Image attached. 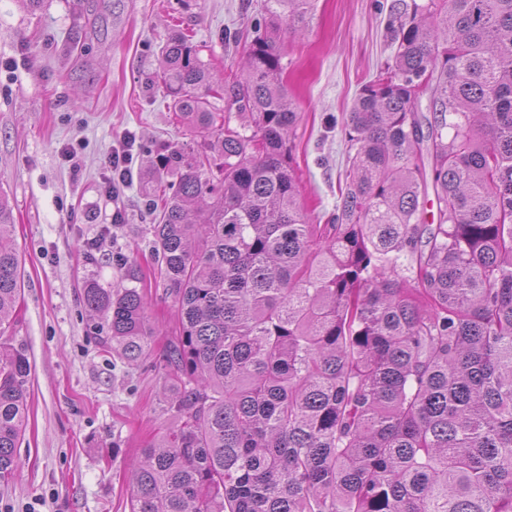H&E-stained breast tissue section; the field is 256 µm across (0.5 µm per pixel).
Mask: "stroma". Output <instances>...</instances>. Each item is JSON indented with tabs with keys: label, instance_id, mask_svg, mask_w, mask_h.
I'll return each instance as SVG.
<instances>
[{
	"label": "stroma",
	"instance_id": "1",
	"mask_svg": "<svg viewBox=\"0 0 512 512\" xmlns=\"http://www.w3.org/2000/svg\"><path fill=\"white\" fill-rule=\"evenodd\" d=\"M396 0H313L304 34L274 35L300 118L291 137L301 202L316 224L345 178L342 123L359 89L392 62ZM263 0H0V191L10 199L25 271L8 331L31 363L28 426L0 512H129L131 459L171 424L156 359L104 355L83 279L104 288L142 272L161 351L177 312L152 277L150 190L159 157L205 152L208 137L167 108L160 48L192 35L216 78L241 74ZM136 137L133 182L105 193V160ZM75 146V158L64 150ZM120 223H113V212Z\"/></svg>",
	"mask_w": 512,
	"mask_h": 512
}]
</instances>
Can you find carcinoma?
<instances>
[{
  "mask_svg": "<svg viewBox=\"0 0 512 512\" xmlns=\"http://www.w3.org/2000/svg\"><path fill=\"white\" fill-rule=\"evenodd\" d=\"M309 2L265 13L300 33ZM389 25L393 63L342 126L354 153L328 224L300 202L274 38L254 31L242 82L214 80L186 34L162 48L173 112L215 140L162 158L174 425L138 449L130 512H512V0H412ZM14 229L0 194L1 482L30 398L3 336L24 284ZM81 295L104 352L149 358L142 289Z\"/></svg>",
  "mask_w": 512,
  "mask_h": 512,
  "instance_id": "carcinoma-1",
  "label": "carcinoma"
}]
</instances>
